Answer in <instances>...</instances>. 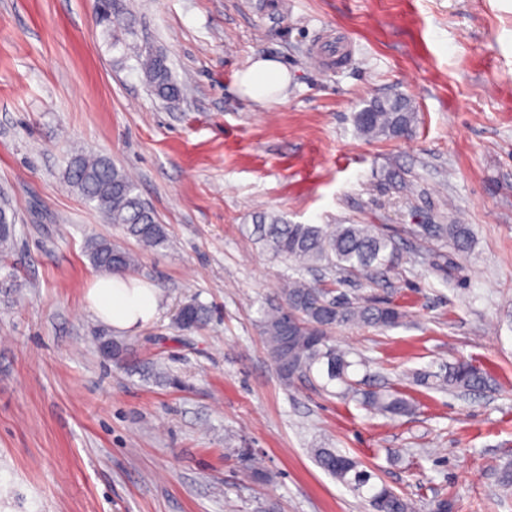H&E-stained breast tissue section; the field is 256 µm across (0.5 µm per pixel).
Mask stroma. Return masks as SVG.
Instances as JSON below:
<instances>
[{
    "label": "stroma",
    "mask_w": 512,
    "mask_h": 512,
    "mask_svg": "<svg viewBox=\"0 0 512 512\" xmlns=\"http://www.w3.org/2000/svg\"><path fill=\"white\" fill-rule=\"evenodd\" d=\"M0 0V512H372L311 454L357 458L415 512H512V0ZM161 55L181 92L157 97ZM282 62L279 101L236 76ZM409 99L408 137L354 116ZM103 155L134 178L168 242L132 275L158 288L154 321L116 330L89 308L93 238L135 240L64 183ZM372 224L400 261L370 278L273 256L255 216ZM463 224L470 247L438 232ZM404 314L336 329L351 379L400 389L409 416L373 414L320 374L284 379L261 328L288 277ZM207 324H174L184 303ZM490 392H439L413 374L457 358ZM263 459L268 480L246 469Z\"/></svg>",
    "instance_id": "1"
}]
</instances>
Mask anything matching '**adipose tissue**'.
<instances>
[{"instance_id":"1","label":"adipose tissue","mask_w":512,"mask_h":512,"mask_svg":"<svg viewBox=\"0 0 512 512\" xmlns=\"http://www.w3.org/2000/svg\"><path fill=\"white\" fill-rule=\"evenodd\" d=\"M288 81L287 68L272 58L255 59L237 75L240 93L257 101L276 99L287 88ZM86 300L98 318L120 331L151 322L160 305L157 288L122 274L96 275Z\"/></svg>"}]
</instances>
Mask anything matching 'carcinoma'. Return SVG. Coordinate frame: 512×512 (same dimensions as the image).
Returning a JSON list of instances; mask_svg holds the SVG:
<instances>
[{
    "label": "carcinoma",
    "mask_w": 512,
    "mask_h": 512,
    "mask_svg": "<svg viewBox=\"0 0 512 512\" xmlns=\"http://www.w3.org/2000/svg\"><path fill=\"white\" fill-rule=\"evenodd\" d=\"M145 71L154 91L167 99L179 96L180 88L159 56H150ZM414 112L404 98L373 101L355 115L360 134L369 138H401L412 130ZM68 182L90 203L95 204L109 223L122 228L143 248L165 245L168 236L153 210L142 200L137 185L110 159L98 155H76L68 162ZM14 214L0 207V242L13 236ZM263 240L276 257H283L310 268H336L350 274L373 275L395 267L399 254L392 241L372 224H338L325 228L316 224H292L275 214L259 218ZM457 249L464 251L470 233L462 224L441 227ZM91 264L103 272H128L137 256L106 239L94 238L89 244ZM285 303L264 311L263 335L268 351L283 376L291 379L310 373L316 364L325 366L330 381L351 386L348 370L353 362L349 353L331 344V332L339 327L362 325L385 329L400 324L403 313L395 306L354 303L327 298V292L303 279H291L283 289ZM189 320L175 318L182 330L204 324L209 310L193 302L186 305ZM416 381L439 390L479 391L490 379L485 371L467 360L439 365L436 371L416 376ZM362 404L369 411L391 416L409 415L411 402L398 390H371L362 393ZM315 461L359 495L368 494L372 512H413L411 501L386 484H373V475L362 463L331 448L312 449Z\"/></svg>",
    "instance_id": "cac0c4a2"
}]
</instances>
